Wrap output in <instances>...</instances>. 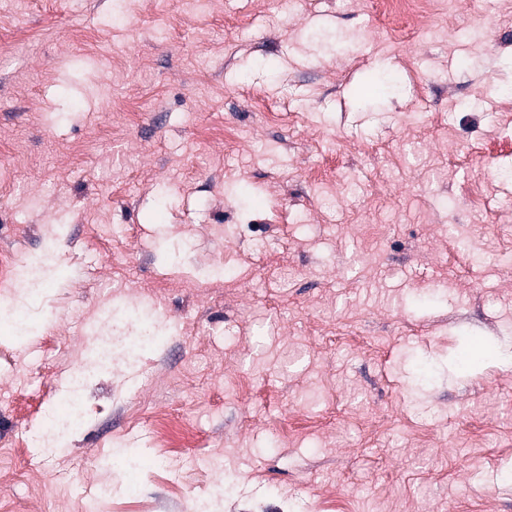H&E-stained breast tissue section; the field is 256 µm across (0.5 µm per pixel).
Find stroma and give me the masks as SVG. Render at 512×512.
Segmentation results:
<instances>
[{
  "label": "stroma",
  "instance_id": "obj_1",
  "mask_svg": "<svg viewBox=\"0 0 512 512\" xmlns=\"http://www.w3.org/2000/svg\"><path fill=\"white\" fill-rule=\"evenodd\" d=\"M12 257L0 512H512V0H0Z\"/></svg>",
  "mask_w": 512,
  "mask_h": 512
}]
</instances>
